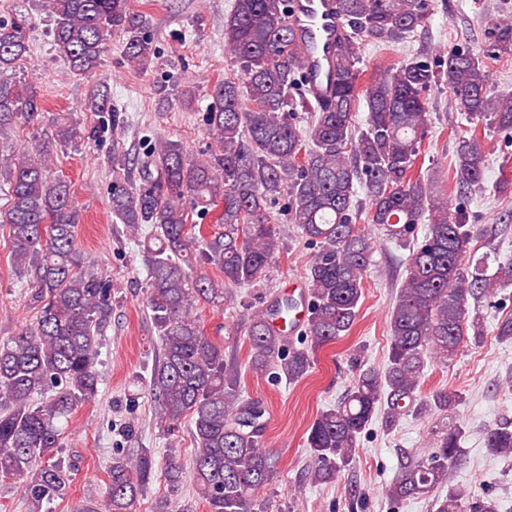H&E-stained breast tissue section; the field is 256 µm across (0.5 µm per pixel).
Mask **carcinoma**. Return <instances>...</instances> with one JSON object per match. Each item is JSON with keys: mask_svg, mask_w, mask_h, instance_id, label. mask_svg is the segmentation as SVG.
<instances>
[{"mask_svg": "<svg viewBox=\"0 0 512 512\" xmlns=\"http://www.w3.org/2000/svg\"><path fill=\"white\" fill-rule=\"evenodd\" d=\"M286 0H235L224 18V47L237 72L214 92L206 125L217 149L198 160L178 141L158 142L141 161L143 183L117 176L110 189L112 215L132 231L154 230L143 249L145 307L158 329L162 358L149 388L160 422L190 419L194 457L186 470L171 458L165 480L171 490L194 486L209 512H256L259 494L277 473V458L262 439L265 408L245 398L235 360L208 336L194 311L201 302L220 306L224 289L255 286L278 257L282 239L273 209L314 249L306 269L308 316L302 342L288 343L286 328L298 303L285 297L252 316L247 327L249 368L297 383L322 346L347 335L374 266L369 227L408 247L405 277L388 315L389 347L381 369H355L350 388L321 410L307 429L312 458L309 480L332 484L355 462L362 434L383 411L385 426L403 417L448 418L460 395L422 392L433 365L448 366L457 353L485 334L480 304L512 288V261L487 251L476 256L469 198L485 188L486 155L476 124L489 121L512 144V92L491 95L483 57L512 58V20L495 24L484 55L465 45L447 52L425 47L385 67L366 88L356 39L386 46L403 42L427 23L433 0H335L352 38L336 46L331 96L313 103L300 74L304 52L286 20ZM54 49L72 73L99 64L107 37L126 34L125 55L142 70L157 59L154 38L130 0H45ZM25 23L0 21V128L40 114L37 92L3 79L29 52ZM452 94L457 111L473 124L456 138L450 181L459 201L431 175L415 173L431 128L428 95ZM367 116L356 121L360 106ZM93 112L112 113L97 93ZM61 119L50 135L0 159L14 265L27 277L36 317L0 342V478L21 483L33 512L67 496L74 466L56 457L62 422L99 393L95 369L100 332L112 313L109 281L79 271L75 247L79 215L70 185L53 175L51 148L80 137ZM366 190L369 210L354 199ZM223 204L214 230L202 220ZM424 225L422 235L416 234ZM210 266L223 278L200 269ZM465 431H444L423 454L400 450L386 498L398 504L428 498L435 512H498L496 499L449 483L461 465ZM488 454L512 457V427L485 431ZM155 476L145 448L113 453L104 501L83 512H137L143 487Z\"/></svg>", "mask_w": 512, "mask_h": 512, "instance_id": "cac0c4a2", "label": "carcinoma"}]
</instances>
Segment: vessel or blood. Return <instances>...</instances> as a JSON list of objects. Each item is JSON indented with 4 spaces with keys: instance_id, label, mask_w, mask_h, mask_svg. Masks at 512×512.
I'll use <instances>...</instances> for the list:
<instances>
[{
    "instance_id": "b4317fda",
    "label": "vessel or blood",
    "mask_w": 512,
    "mask_h": 512,
    "mask_svg": "<svg viewBox=\"0 0 512 512\" xmlns=\"http://www.w3.org/2000/svg\"><path fill=\"white\" fill-rule=\"evenodd\" d=\"M291 20L302 34L305 86L315 100L332 91L331 74L336 42L347 31L335 12L334 0H289Z\"/></svg>"
}]
</instances>
